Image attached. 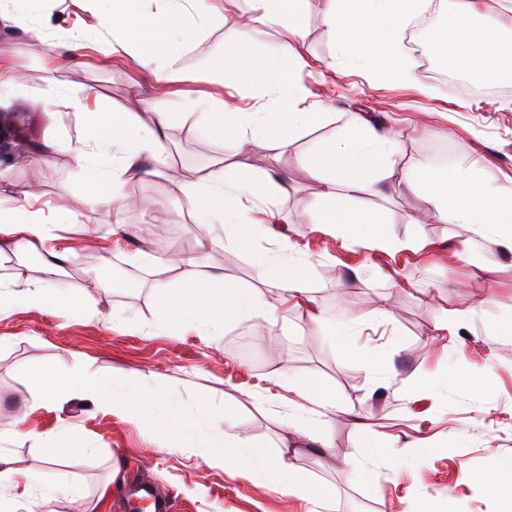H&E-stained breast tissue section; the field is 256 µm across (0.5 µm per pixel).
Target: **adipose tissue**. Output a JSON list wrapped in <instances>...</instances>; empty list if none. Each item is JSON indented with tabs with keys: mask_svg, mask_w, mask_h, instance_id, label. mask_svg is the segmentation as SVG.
Listing matches in <instances>:
<instances>
[{
	"mask_svg": "<svg viewBox=\"0 0 512 512\" xmlns=\"http://www.w3.org/2000/svg\"><path fill=\"white\" fill-rule=\"evenodd\" d=\"M147 0H76L92 24L74 22L65 43L50 49L52 33L36 34L43 47L46 70L56 71L78 64L83 51L97 46L104 56L125 55L132 70L147 74L161 86L178 80L183 71V44L220 14L222 0H161L158 11H150ZM254 19L284 31L286 40L264 55L250 49L253 30L226 40L220 51L222 81L239 83L246 74L258 77L264 91L278 106L270 112L256 108L243 112L212 95L175 93L173 104L194 110L209 139L222 150L242 151L259 146L286 151L292 134L321 120L322 115L299 108L302 91L291 72L303 63L295 50L304 32L297 12L299 0H251ZM443 0L445 24L435 32L448 69L465 67L475 75L512 81V0ZM424 0H324L322 23L331 42L348 65L374 69L382 80L412 82L415 65L402 51V33L407 22L423 8ZM112 31L111 41L96 44V28ZM45 92L56 105L83 112L97 131L76 150L77 175L88 190L77 207L61 216L65 224L89 223L102 207L122 210L126 204L124 185L128 173L149 160V175L155 176L168 153L165 129L169 112L150 113L141 119L133 112H102L98 97L88 87L60 89L48 83ZM397 139L358 113L346 118L340 139L323 141L303 165L319 185L312 205L317 223L343 244H372L380 248H404V241L391 235L387 211L368 212L352 205L362 189L377 194L382 184L419 196L438 224H469L477 236L512 251V178L499 180L476 165L459 162L448 169L426 172L414 179L395 178ZM287 175L270 176L216 165L206 176L169 181L166 193L183 199L204 236L265 261L258 240L266 236L274 218L268 200L287 191ZM38 193L23 198L0 196V260L13 256L8 273L0 274V312L35 307L64 313L69 289L59 287L65 261L74 249L59 235L58 226L46 222L38 206ZM37 256L42 279L30 275L29 256ZM133 265L156 270L179 269V284L158 283L159 302L168 324L189 326L215 336L221 327L239 320H258L273 326L278 322L258 288H244L227 280L223 271L199 274L194 259L177 256L145 244L129 257ZM311 264H289L275 281L284 303L315 309L310 295ZM298 398L296 413L288 427L306 432L310 406L334 407L335 398L322 384L308 378L288 386Z\"/></svg>",
	"mask_w": 512,
	"mask_h": 512,
	"instance_id": "adipose-tissue-1",
	"label": "adipose tissue"
}]
</instances>
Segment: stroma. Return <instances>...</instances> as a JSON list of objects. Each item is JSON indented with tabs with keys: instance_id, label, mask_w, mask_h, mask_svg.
Wrapping results in <instances>:
<instances>
[{
	"instance_id": "obj_1",
	"label": "stroma",
	"mask_w": 512,
	"mask_h": 512,
	"mask_svg": "<svg viewBox=\"0 0 512 512\" xmlns=\"http://www.w3.org/2000/svg\"><path fill=\"white\" fill-rule=\"evenodd\" d=\"M75 10L72 0H59L31 10L22 26L0 33V52L12 54L28 75L27 90L0 97V110L17 113L18 137L31 153L27 164L6 165L0 172L8 176L6 192L15 197L31 187L40 190L52 221L85 191L75 175L73 149L89 124L82 114L48 101V75L30 42L34 29L70 26ZM250 13L249 0H226L215 23L187 49L182 91L221 96L244 110L275 111L253 80L234 88L218 81L216 50ZM322 13L323 0H302L306 36L300 53L306 65L294 78L306 90L305 108L323 104L327 120L306 127L287 151L274 154L260 148L221 152L195 117L173 118L166 131L173 146L166 178L132 177L124 186L126 197L138 198L139 207L119 213L103 207L91 223L63 227L76 246L66 268L82 297L81 309L63 317L26 307L0 314V429L74 430L92 449L89 456L52 464L36 439L0 440V454L21 459L40 482L23 498L0 485V502L10 512H126L120 489L129 478L152 483L160 496L174 498L176 512L310 508L302 497L282 495L260 468L227 472L209 465L202 447L166 449L165 438L147 423L85 404L80 395L43 403L21 375L29 366L76 358L94 378L169 386L181 404L201 396L227 408L225 424L212 428V435L264 446L273 459L291 461L307 480L330 486L334 495L327 512H351L357 498L365 503L362 512H501L500 499L485 489L481 476L492 460L512 457V334L497 328L512 319V252L476 237L468 224L417 223L419 200L388 189L378 196L358 193L355 203L389 209L394 236L415 237L416 249L346 247L300 217L317 190L303 160L318 142L339 136L348 112L363 113L398 132L396 176L440 171L467 157L479 160L488 175L512 178V82L472 96L425 77L421 62L414 84L384 83L375 71L348 67L326 37ZM59 82L94 85L105 112L128 109L135 91L152 107L171 108L153 79L136 78L127 59L118 56L109 60L90 53L82 66L63 69ZM54 141L71 148L52 151ZM222 161L253 172L288 173V192L275 196L269 207L297 218L274 230L288 236L296 257L312 263L309 287L320 322L283 304L274 277L287 260L272 253L270 241L259 244L268 254L262 270L252 258L202 238L188 209L168 198L169 180ZM158 205L163 221L188 240L181 254L199 258L200 272L219 267L227 279L263 289L268 306L279 315L275 328L243 320L208 340L165 322L149 273L122 288L103 287L102 276L127 272V258L139 237L149 236ZM118 221L137 226L138 232L103 252L100 245ZM93 271L98 274L94 280L89 277ZM457 306L469 313L448 337L447 354L437 353L436 319L442 309ZM116 310L129 316L118 329L112 326ZM344 323L353 325L359 344L380 353V361L354 359L337 347L334 333ZM277 371L294 381L315 378L335 396L337 409L311 421L325 447L287 433L296 396L273 382ZM448 371L475 377L483 387L440 384ZM416 441L428 443L430 453L415 456L411 445ZM54 484L72 486L76 497H44L41 486Z\"/></svg>"
}]
</instances>
